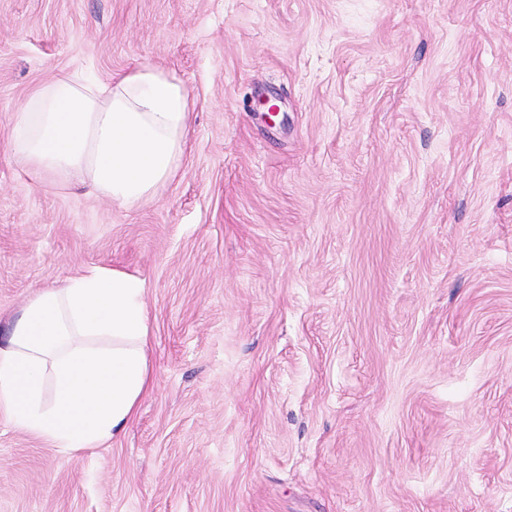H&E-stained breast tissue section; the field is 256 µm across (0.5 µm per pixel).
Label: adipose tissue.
Returning <instances> with one entry per match:
<instances>
[{
  "mask_svg": "<svg viewBox=\"0 0 512 512\" xmlns=\"http://www.w3.org/2000/svg\"><path fill=\"white\" fill-rule=\"evenodd\" d=\"M194 103L164 69L41 84L17 108L16 163L37 185L77 184L130 209L177 174ZM144 282L92 266L37 291L0 344V412L62 452L123 431L151 386Z\"/></svg>",
  "mask_w": 512,
  "mask_h": 512,
  "instance_id": "adipose-tissue-1",
  "label": "adipose tissue"
}]
</instances>
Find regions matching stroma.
Masks as SVG:
<instances>
[{
  "label": "stroma",
  "mask_w": 512,
  "mask_h": 512,
  "mask_svg": "<svg viewBox=\"0 0 512 512\" xmlns=\"http://www.w3.org/2000/svg\"><path fill=\"white\" fill-rule=\"evenodd\" d=\"M139 63L195 104L176 177L33 184L16 107ZM91 266L144 281L152 387L78 452L0 414V512H512V0H0V338Z\"/></svg>",
  "instance_id": "obj_1"
}]
</instances>
